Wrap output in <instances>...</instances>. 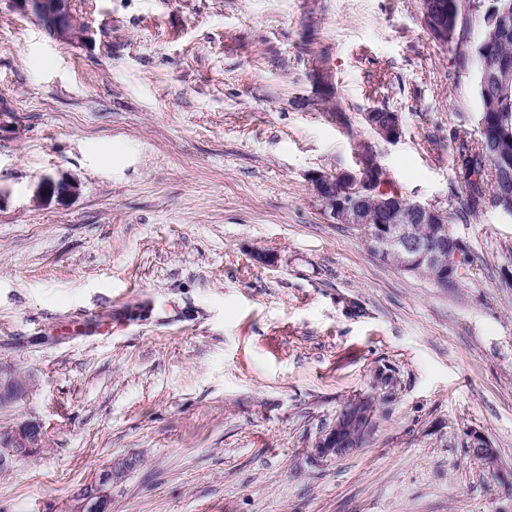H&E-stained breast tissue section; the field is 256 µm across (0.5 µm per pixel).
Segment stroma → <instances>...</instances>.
<instances>
[{"instance_id":"35a3bbf8","label":"stroma","mask_w":512,"mask_h":512,"mask_svg":"<svg viewBox=\"0 0 512 512\" xmlns=\"http://www.w3.org/2000/svg\"><path fill=\"white\" fill-rule=\"evenodd\" d=\"M72 5L77 45L0 0V363L36 380L0 428L45 431L0 472V512H82L89 486L112 512H512V216L455 224L473 263L449 292L310 191L366 145L387 189L458 209L443 145L481 104L417 0ZM382 104L397 142L363 119ZM59 172L80 195L33 203ZM379 368L366 444L311 462ZM469 447L472 449L473 454L483 462L490 472L494 474L498 472L497 452L482 431L477 429H471L469 431Z\"/></svg>"}]
</instances>
